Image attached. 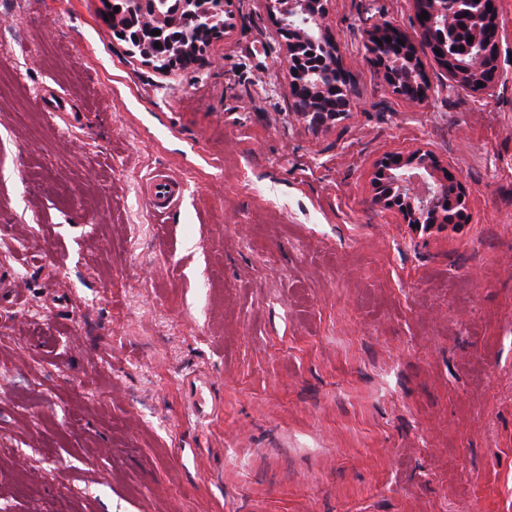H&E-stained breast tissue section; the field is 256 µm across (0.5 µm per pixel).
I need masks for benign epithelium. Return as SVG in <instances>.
I'll return each instance as SVG.
<instances>
[{
	"label": "benign epithelium",
	"instance_id": "1",
	"mask_svg": "<svg viewBox=\"0 0 512 512\" xmlns=\"http://www.w3.org/2000/svg\"><path fill=\"white\" fill-rule=\"evenodd\" d=\"M328 4L329 0L275 3L278 23L288 39L286 60L294 112L313 125L343 115L352 104L350 76L337 61L336 46L325 25ZM414 4L420 42L383 19L372 21L366 29V54L378 66L387 91L411 101L428 97L430 85L419 65L422 50L445 67L453 85L474 92L490 91L499 60L497 0H414ZM173 7L186 22L202 25L201 40H191L189 27L170 32L165 15L148 8V0H129L126 10L108 22L123 30V39L135 41L146 62L154 63L153 41L166 39L174 48L167 66L178 63L188 68L224 30L223 14L215 13L206 0H176ZM423 14L428 19H422ZM154 30L160 31L159 37L151 35ZM470 36L471 42L467 41ZM454 41L460 42L464 51L448 53L447 46ZM373 184L376 204L398 212L414 227L452 226L469 217L467 195L458 173L441 165L428 150L385 155L377 162Z\"/></svg>",
	"mask_w": 512,
	"mask_h": 512
}]
</instances>
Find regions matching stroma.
<instances>
[{"label": "stroma", "mask_w": 512, "mask_h": 512, "mask_svg": "<svg viewBox=\"0 0 512 512\" xmlns=\"http://www.w3.org/2000/svg\"><path fill=\"white\" fill-rule=\"evenodd\" d=\"M493 91L389 93L412 0H331L355 107L294 114L268 0L161 72L103 0H0V512H512V0ZM455 168L470 220L374 205L390 153ZM164 169L181 203L154 216ZM216 411L195 417L186 383Z\"/></svg>", "instance_id": "1"}]
</instances>
